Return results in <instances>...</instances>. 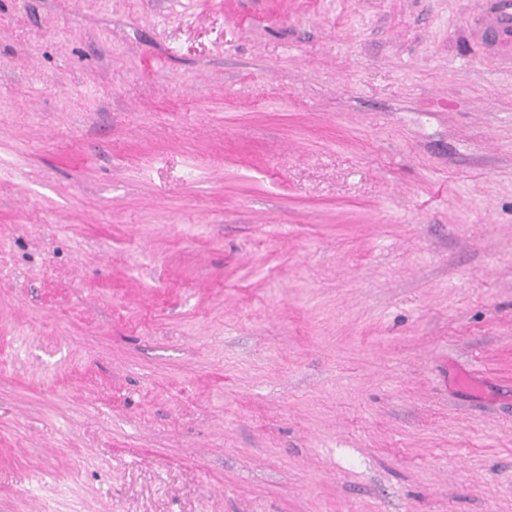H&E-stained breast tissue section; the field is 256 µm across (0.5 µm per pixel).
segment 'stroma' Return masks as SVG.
I'll return each mask as SVG.
<instances>
[{
    "instance_id": "1",
    "label": "stroma",
    "mask_w": 512,
    "mask_h": 512,
    "mask_svg": "<svg viewBox=\"0 0 512 512\" xmlns=\"http://www.w3.org/2000/svg\"><path fill=\"white\" fill-rule=\"evenodd\" d=\"M493 3L0 0V512H512Z\"/></svg>"
}]
</instances>
